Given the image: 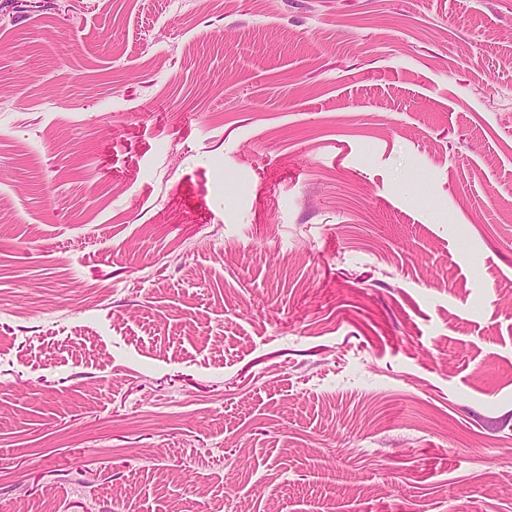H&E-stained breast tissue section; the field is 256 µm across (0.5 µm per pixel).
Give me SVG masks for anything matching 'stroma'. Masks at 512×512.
<instances>
[{"label":"stroma","instance_id":"obj_1","mask_svg":"<svg viewBox=\"0 0 512 512\" xmlns=\"http://www.w3.org/2000/svg\"><path fill=\"white\" fill-rule=\"evenodd\" d=\"M0 512H512V0H0Z\"/></svg>","mask_w":512,"mask_h":512}]
</instances>
